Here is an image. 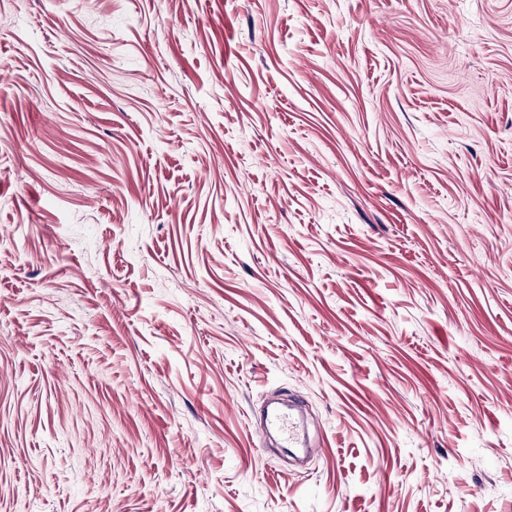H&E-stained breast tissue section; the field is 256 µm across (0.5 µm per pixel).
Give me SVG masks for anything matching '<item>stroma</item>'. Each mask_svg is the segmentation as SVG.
Returning a JSON list of instances; mask_svg holds the SVG:
<instances>
[{"label":"stroma","instance_id":"stroma-1","mask_svg":"<svg viewBox=\"0 0 512 512\" xmlns=\"http://www.w3.org/2000/svg\"><path fill=\"white\" fill-rule=\"evenodd\" d=\"M0 512H512V0H0ZM265 425L277 433L282 448H295L304 438L303 421L292 406L288 411L270 414Z\"/></svg>","mask_w":512,"mask_h":512}]
</instances>
